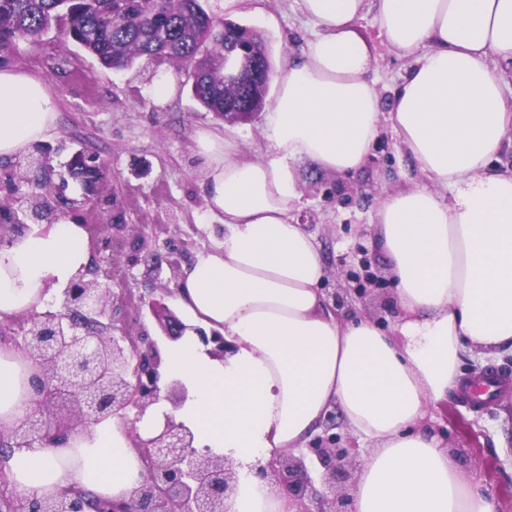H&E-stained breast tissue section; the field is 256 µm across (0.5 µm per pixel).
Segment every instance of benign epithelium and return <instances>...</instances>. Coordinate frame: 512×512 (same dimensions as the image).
<instances>
[{"mask_svg":"<svg viewBox=\"0 0 512 512\" xmlns=\"http://www.w3.org/2000/svg\"><path fill=\"white\" fill-rule=\"evenodd\" d=\"M224 36L226 85L241 86L245 75L254 80L269 77L261 59L243 52L236 37L227 32ZM16 166L32 172L28 181L40 189L51 180L53 169L44 150ZM27 200V217L34 221L48 218L53 211L43 195ZM126 227L122 210L112 213L110 224L83 225L88 239L96 241V251L61 291L58 307L29 313L15 329L0 324V343L11 345L31 362L30 384L35 389L27 412L7 434H0V455L65 441L79 428L117 416L127 423L132 446L145 463L143 480L128 502L98 505L77 490L53 497L14 492L6 496V479L1 477L0 502L7 503V512H229L227 501L236 482L231 463L208 450H198L192 430L170 416L152 437H142L135 426L145 410L162 398L174 409L182 406L188 390L177 380L161 383L162 358L155 341L140 321L128 320V313H138L145 305L155 309L159 303L132 288H113L109 271L97 258L96 252L103 249L118 254L127 248L138 253L139 247L126 237ZM105 229L111 234L103 237ZM349 276L356 283L354 292L362 297L383 284L366 259ZM161 326L172 340L186 330L172 314ZM199 339L213 344L209 353L216 357L232 350L216 330L209 335L199 331ZM131 409L133 419L127 414ZM309 452L322 468L320 493L301 453L283 452L262 466L259 474L300 505L318 493L329 505L326 512H352L348 482L361 462L351 449L339 447L334 436L315 437Z\"/></svg>","mask_w":512,"mask_h":512,"instance_id":"1","label":"benign epithelium"}]
</instances>
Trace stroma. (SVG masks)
Here are the masks:
<instances>
[{"label": "stroma", "instance_id": "stroma-1", "mask_svg": "<svg viewBox=\"0 0 512 512\" xmlns=\"http://www.w3.org/2000/svg\"><path fill=\"white\" fill-rule=\"evenodd\" d=\"M235 21L263 36L275 66L298 54L316 30L297 12L294 0H243ZM357 27L376 48L372 75L383 98H391L412 61L388 50L373 14L361 17ZM13 64L44 79L55 98L59 126L44 146L55 172L54 193L69 200L70 215L101 224L111 220L113 210H123L129 233L144 232L150 242L149 251L139 253L137 260L120 254L109 259L112 284L154 292L175 307L180 275L158 265L156 255L176 250L186 266L223 237L222 225L206 212V160L196 148V133L214 128L231 134L246 156L258 157L265 145L264 114L224 124L193 98L187 72L158 68L144 59L130 69H105L76 44L64 42L54 28L35 42L19 43ZM163 77L174 82L176 91L160 102L150 89ZM81 148L101 164L95 192L88 197L78 183L60 180ZM297 172L300 216L329 267L325 295L348 287L346 272L358 269L364 258L386 275L385 258L371 239L369 224L384 194L419 178L391 127H384L357 172L326 173L307 162L298 163ZM487 369L509 379L490 403L478 407L453 392L446 408L433 410L425 426L442 433L466 480L495 498L500 512H512V352L464 357L461 379L469 381Z\"/></svg>", "mask_w": 512, "mask_h": 512}]
</instances>
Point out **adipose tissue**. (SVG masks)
<instances>
[{
    "label": "adipose tissue",
    "mask_w": 512,
    "mask_h": 512,
    "mask_svg": "<svg viewBox=\"0 0 512 512\" xmlns=\"http://www.w3.org/2000/svg\"><path fill=\"white\" fill-rule=\"evenodd\" d=\"M295 2L319 31L273 75L265 155L246 157L233 136L209 129L196 137L208 160L206 211L224 239L184 270L175 300L236 349L219 359L188 337L164 350V380L181 381L189 398L175 412L150 407L137 427L150 434L174 414L198 448L227 458L237 475L229 512H296L256 468L305 447L334 409L373 445L354 512H499L423 423L457 389L465 353L512 350V170L492 165L512 134L498 73L512 68V0ZM368 12L388 49L414 59L387 107L371 77L375 49L356 26ZM385 117L424 177L386 193L370 225L394 285L387 330L331 310L327 265L297 220L294 168L359 170ZM57 124L43 79L0 69V156L26 153ZM87 261V235L70 220L15 237L0 248V319L44 310ZM29 376L19 353L0 346V430L23 415ZM127 431L115 416L62 444L15 451L8 479L39 497L79 486L129 500L144 468Z\"/></svg>",
    "instance_id": "obj_1"
}]
</instances>
